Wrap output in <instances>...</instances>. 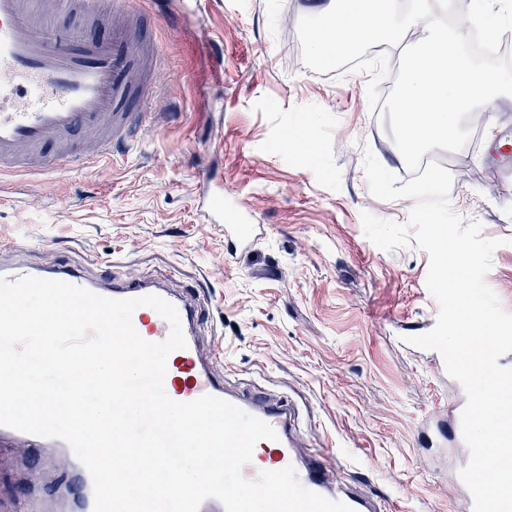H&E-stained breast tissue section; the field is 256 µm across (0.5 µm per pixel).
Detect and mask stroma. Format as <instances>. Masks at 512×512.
I'll return each instance as SVG.
<instances>
[{
    "mask_svg": "<svg viewBox=\"0 0 512 512\" xmlns=\"http://www.w3.org/2000/svg\"><path fill=\"white\" fill-rule=\"evenodd\" d=\"M321 0H152L146 32L164 48L151 112L173 118L92 169L13 176L0 197V267L17 259L90 277L151 278L204 298V353L239 388L291 400L302 445L332 448L341 478L384 498L387 512H459L466 448L454 414L464 391L428 352L392 343L433 317L428 254L384 251L361 214L407 222L409 198L368 189L364 150L389 171L405 162L390 123L371 113L370 73L318 72L301 60L287 14ZM482 131L455 152L450 203L503 239L486 282L512 310V182L497 148L512 132V96L477 109ZM262 227L234 249L198 207L208 174ZM440 418L445 439L427 424ZM64 454L0 448V512L42 488L41 512L80 500Z\"/></svg>",
    "mask_w": 512,
    "mask_h": 512,
    "instance_id": "stroma-1",
    "label": "stroma"
}]
</instances>
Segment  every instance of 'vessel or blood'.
<instances>
[{"label": "vessel or blood", "mask_w": 512, "mask_h": 512, "mask_svg": "<svg viewBox=\"0 0 512 512\" xmlns=\"http://www.w3.org/2000/svg\"><path fill=\"white\" fill-rule=\"evenodd\" d=\"M127 0H113L103 10L101 0H0V170L19 175L67 172L98 166L110 160L112 149L131 146L163 118L159 112H134L131 96L145 98L155 84L154 72L144 71L139 54L142 34ZM74 19L78 36L61 26ZM109 27L110 38L98 37ZM209 223L223 231L237 247L249 248L258 225L236 204L226 201L224 187L207 183L201 199ZM58 280L109 298L158 295L179 311L186 348L167 361L164 388L177 402L211 395L241 408L270 425L277 437L259 441L262 455L243 466L242 476L255 480L263 471L294 467L310 491L338 500L353 512H383L380 504L357 488L337 481L331 451L322 448L300 454L295 420L289 403L264 393L241 394L214 370L212 357L199 349L198 329L204 307L147 279L92 280L80 270L62 265L41 270L18 262L0 268V277ZM138 334L147 341H164L168 323L152 308H138L132 316ZM26 438L33 448H59L57 438L21 435L0 426V445Z\"/></svg>", "instance_id": "vessel-or-blood-1"}]
</instances>
